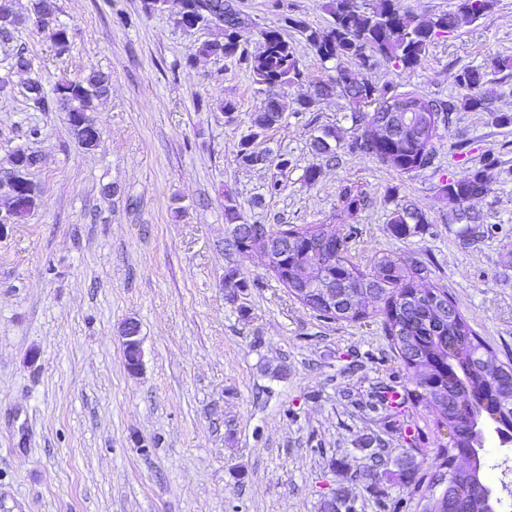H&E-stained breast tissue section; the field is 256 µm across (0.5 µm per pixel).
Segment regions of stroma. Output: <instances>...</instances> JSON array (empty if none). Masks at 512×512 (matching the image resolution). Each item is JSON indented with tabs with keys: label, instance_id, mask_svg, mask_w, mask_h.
<instances>
[{
	"label": "stroma",
	"instance_id": "stroma-1",
	"mask_svg": "<svg viewBox=\"0 0 512 512\" xmlns=\"http://www.w3.org/2000/svg\"><path fill=\"white\" fill-rule=\"evenodd\" d=\"M250 22L247 49L286 11L321 27L327 0H238ZM71 48L56 57L31 23L24 49L45 91L90 69L110 74L93 117L100 132L87 151L58 108H32L20 86L0 92V167L15 149L37 152L30 178L39 207L24 224L0 227V512H321L343 490L353 512H420L398 480H375L364 441L402 438L384 416L345 400L372 384L405 382L375 302L359 322L320 318L289 296L261 253L228 246L224 197L250 224L358 227L349 257L369 271L388 252L423 260L448 290L494 361L512 357V71L500 73L489 109L459 108L440 122L434 159L397 174L347 152L352 104L335 91L309 112H286L256 140L262 163L237 157L259 107L246 65L197 55L217 27L183 30L175 8L145 13L141 0H56ZM305 71L284 89L288 101L334 76L297 32H289ZM500 56L512 58V0H494L475 23L438 37L422 64L402 74L377 61L366 73L433 98L464 100L458 76ZM237 106L234 120L219 109ZM336 130L337 163L313 142ZM38 128V138L28 131ZM497 160L485 196L466 202L476 237L439 194L443 178ZM319 176L305 178L308 167ZM279 181L281 191L266 186ZM367 204L341 211L342 187ZM424 214L407 236L391 231L398 205ZM248 285L223 286L228 270ZM140 328L143 366L125 364L122 329ZM365 377L349 375L350 355ZM422 438L412 451L428 468L442 439L424 404L410 406Z\"/></svg>",
	"mask_w": 512,
	"mask_h": 512
}]
</instances>
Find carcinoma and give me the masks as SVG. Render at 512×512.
I'll use <instances>...</instances> for the list:
<instances>
[{
    "label": "carcinoma",
    "instance_id": "obj_1",
    "mask_svg": "<svg viewBox=\"0 0 512 512\" xmlns=\"http://www.w3.org/2000/svg\"><path fill=\"white\" fill-rule=\"evenodd\" d=\"M190 21L196 28L212 26L214 11H224V32L221 41H206L197 48V54L220 56L242 61L247 65L257 91L269 95L274 88L282 89L303 77L299 60L284 37L285 31L294 29L324 62H336V78L320 83L313 95L297 102L298 112H309L320 100L341 85L351 103L367 101L376 106L393 96L421 103V111L395 114L405 116L407 132L397 138L368 143L356 134L346 144L351 153L376 158L390 165L400 174H407L432 163V139L438 123L449 119L456 105L451 100L430 98L395 86L379 87L367 79H355L350 69L342 66L347 59L356 66L368 69L379 56L402 71H412L426 56L432 42L443 34L480 19L491 7L493 0H456L454 10L420 22L409 11L397 6L396 0H380L379 6L367 8L362 0H330L328 12L331 21L325 27H314L297 16L284 13L280 22L261 30L264 40L261 52L251 56L246 51L245 21L240 11L224 0H191ZM56 0H32L29 19L38 30L48 34L56 54L62 56L70 50V31L57 17ZM20 19L16 12L0 13V45L8 52L11 68L18 72L31 70L24 49L13 46L14 31ZM512 70V58L494 57L483 66H469L459 75L460 85L469 91L465 105L474 110H487L494 97L497 75ZM110 76L92 69L78 79H61L53 87L55 102L66 117L82 116L96 110V102L107 96ZM28 100L38 109L49 106L48 98L39 78L26 84ZM288 100L281 94L264 100L250 118L247 131L238 144L237 159L244 165L258 161L252 150L256 139L276 127L288 111ZM69 128L77 142L86 150L98 145L99 132L93 121L81 126L73 121ZM336 131L325 127L316 137V149L327 162L338 161L337 146L331 144ZM39 155L24 148L10 156V169L23 170L19 181L4 190L12 203L11 223L25 222L38 207V192L29 179L30 171L39 163ZM495 166L489 160L482 168L460 178L448 177L442 181L441 194L448 203L461 205L490 191ZM342 209L349 215L366 205V195L354 186L346 185L339 195ZM243 218L237 201L224 198V221L232 225L231 246L241 255L254 250L278 257L273 274L292 297L325 320L359 321L366 318L367 298L381 305L383 329L390 348L394 350L415 389L398 390L393 383L380 382L372 388L370 399L363 408L376 412L383 409L395 419L404 416L411 400L424 403L434 417L437 429L448 431V442L441 445L432 470L418 475L420 466L410 454L395 459L396 466L413 482V493L419 495L422 512H492L498 500L487 497L489 486L484 483L485 463L474 453L467 466H451V458L479 441L478 421L483 414L481 404L469 395L489 389L496 402L500 425L512 433V364L502 363L496 372L487 367V347L471 329L461 312L448 319V292L434 284L424 262L391 253L378 257L374 270L366 272L353 264L348 253L356 237V228L333 230L326 224L289 225L273 228L246 223H235ZM423 214L408 206L394 211L390 224L397 237H405L410 225L423 224ZM330 239L336 246V262L318 269L321 279L336 286V309L327 308L319 289L303 281L302 275L293 279L284 276L285 266L302 270L310 263L307 252L318 241ZM376 447L367 458V467L374 474L381 473L386 462L389 442L375 439Z\"/></svg>",
    "mask_w": 512,
    "mask_h": 512
}]
</instances>
